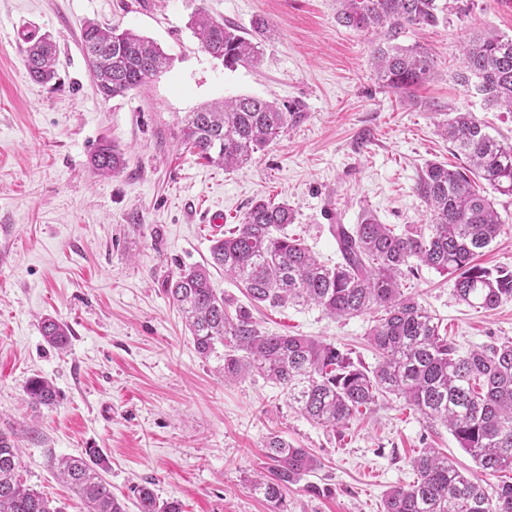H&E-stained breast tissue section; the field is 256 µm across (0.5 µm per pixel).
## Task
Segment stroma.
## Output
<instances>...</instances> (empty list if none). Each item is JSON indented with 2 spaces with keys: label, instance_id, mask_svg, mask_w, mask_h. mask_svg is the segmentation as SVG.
Masks as SVG:
<instances>
[{
  "label": "stroma",
  "instance_id": "obj_1",
  "mask_svg": "<svg viewBox=\"0 0 512 512\" xmlns=\"http://www.w3.org/2000/svg\"><path fill=\"white\" fill-rule=\"evenodd\" d=\"M439 3L437 26L400 38L435 57L432 75L403 99L378 84L370 45L337 23L336 0H0V430L20 434L28 488L63 512H85L52 462L98 448L126 512H138L130 488L144 483L182 512H270L250 481L268 464L264 443L274 432L322 461L308 483L289 488L288 512H381L392 487L415 481L412 460L423 448L474 470L445 428L396 397L339 433L296 413L260 376L225 381L221 358L199 357L164 291L261 198L287 202L289 233L330 265L338 259L330 225L359 223L366 212L399 230L427 223L415 191L421 168L462 161L439 131L449 112H474L512 141V113L487 109L452 79L474 32L512 35V0ZM199 7L243 29L267 20L258 62L228 68L202 52L189 26ZM90 20L152 39L170 67L126 96L103 98L79 41ZM43 34L57 48L53 86L23 66L26 37ZM240 96L276 101L293 118L250 163L227 171L198 159L181 128L187 113ZM104 140L126 153L119 175L89 167ZM492 200L503 231L480 261L512 267V197ZM403 284L460 351L512 338V301L475 310L425 267ZM46 315L69 326L66 350L44 341ZM256 317L268 333L318 337L375 363L373 314L335 321L289 305ZM36 375L53 380L55 406L30 405L25 389Z\"/></svg>",
  "mask_w": 512,
  "mask_h": 512
}]
</instances>
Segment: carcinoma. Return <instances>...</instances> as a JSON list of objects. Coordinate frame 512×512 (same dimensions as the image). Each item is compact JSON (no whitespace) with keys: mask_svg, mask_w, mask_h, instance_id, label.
<instances>
[{"mask_svg":"<svg viewBox=\"0 0 512 512\" xmlns=\"http://www.w3.org/2000/svg\"><path fill=\"white\" fill-rule=\"evenodd\" d=\"M337 22L371 39V57L383 86L402 95L427 80L433 54L417 44L403 46L406 29L439 24L437 0H336ZM191 26L200 49L227 68L258 61L267 22L237 27L197 10ZM81 44L98 93L123 97L164 71L170 57L153 41L130 29L89 22ZM23 64L29 77L50 83L57 76L56 45L47 36L26 38ZM457 85L474 90L488 108L512 112V37L488 29L462 46L453 74ZM291 113L258 97L225 99L190 112L183 141L198 157L226 169L243 167L288 128ZM441 134L463 164L453 169L429 163L416 184L429 209V223L398 231L365 213L358 224H332L339 259L319 261L305 242L288 234L294 223L288 204L257 200L241 222L213 241L209 261L180 269L165 292L182 313L197 354L223 359L224 379L259 375L288 393L291 406L307 420L345 429L380 399L395 395L430 423H440L468 453L476 471L465 475L434 448L413 459L417 480L390 489L383 512H512V483L492 490L482 477L512 472V341L461 353L440 334L439 323L401 279L422 266L450 277L455 298L475 309L493 310L512 300V269L475 262L502 230L487 191L512 197V142L486 132L470 111H456ZM101 176L124 171V153L102 141L90 157ZM224 271L243 289L248 304H235L217 291L210 269ZM313 304L334 318L381 311L368 336L379 354L367 367L331 342L312 336L271 335L260 329V306ZM45 342L63 350L69 327L53 318L40 322ZM32 405L58 401L52 380L35 376L26 386ZM267 471L251 480L253 491L288 512V488L321 468L319 457L279 435L265 443ZM87 512H125L102 472L108 458L98 448L58 462ZM19 434L0 432V512H62L25 487L19 475ZM140 512H182L176 501H161L146 485L133 488Z\"/></svg>","mask_w":512,"mask_h":512,"instance_id":"1","label":"carcinoma"}]
</instances>
